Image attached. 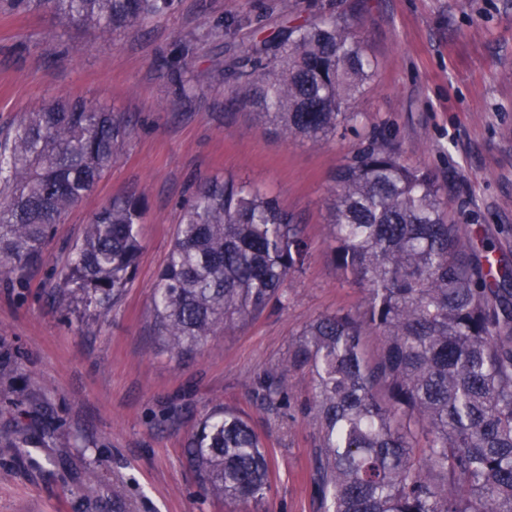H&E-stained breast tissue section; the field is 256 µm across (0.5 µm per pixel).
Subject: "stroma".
I'll return each instance as SVG.
<instances>
[{"instance_id":"1","label":"stroma","mask_w":512,"mask_h":512,"mask_svg":"<svg viewBox=\"0 0 512 512\" xmlns=\"http://www.w3.org/2000/svg\"><path fill=\"white\" fill-rule=\"evenodd\" d=\"M279 2L180 0L174 13L104 40L48 7L20 13L0 0V132L66 94L134 122L112 167L54 226L40 260L0 275V350L14 373L13 385L0 388V431L40 442L19 451L0 444V512H227L204 495L186 458L193 431L217 403L250 419L277 471L266 506L246 512H318L309 379L292 374L286 405L273 411L260 408L254 382L286 367L308 322L356 308L364 296L337 274L325 227L332 176L359 139L349 133L314 146L261 128L230 99L220 41L201 39L191 64L202 94L183 98L167 77L177 39L198 33L202 20L260 16L271 28ZM331 2L352 17L376 62L358 102L364 124L385 123L404 161L446 186L449 218L512 264V0ZM224 175L275 196L304 225L311 258L289 280L284 305L183 358L156 353L151 297L182 207L199 184ZM130 194L145 205L132 288L106 313L62 315L54 269L96 210ZM92 468L99 479L89 487Z\"/></svg>"}]
</instances>
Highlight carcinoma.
I'll list each match as a JSON object with an SVG mask.
<instances>
[{"label":"carcinoma","instance_id":"carcinoma-1","mask_svg":"<svg viewBox=\"0 0 512 512\" xmlns=\"http://www.w3.org/2000/svg\"><path fill=\"white\" fill-rule=\"evenodd\" d=\"M71 25L107 38L176 10L179 0H47ZM192 38L168 75L184 98ZM231 98L258 125L318 145L357 130L375 63L356 25L331 7L251 39L227 65ZM132 132L122 112L81 98L24 113L0 137V274L29 268L54 225L112 166ZM327 202L336 270L365 290L360 306L317 316L288 349V369L257 383L278 408L287 372L310 376L320 429L312 488L319 512H512V271L493 276L448 219L445 189L402 159L380 124L337 168ZM141 198L96 212L60 269L59 308L102 313L132 283L142 253ZM310 243L276 198L226 176L183 206L153 288L155 345L182 358L220 331L283 303ZM206 493L226 505L269 499L274 468L261 437L218 403L187 448Z\"/></svg>","mask_w":512,"mask_h":512}]
</instances>
